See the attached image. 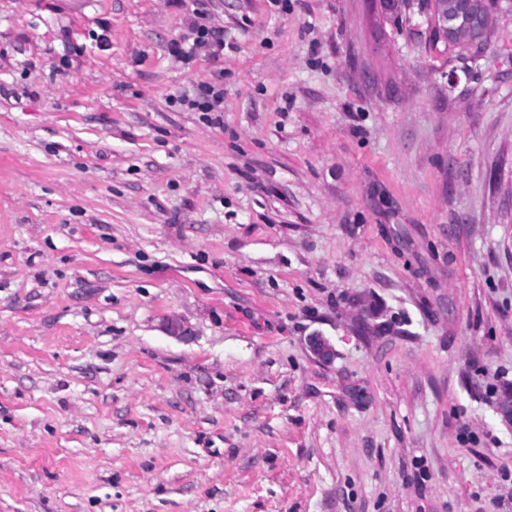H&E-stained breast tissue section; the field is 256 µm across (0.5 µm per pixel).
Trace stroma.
<instances>
[{"mask_svg":"<svg viewBox=\"0 0 512 512\" xmlns=\"http://www.w3.org/2000/svg\"><path fill=\"white\" fill-rule=\"evenodd\" d=\"M196 7L0 0V512H503L512 9ZM480 0H437L439 6V14L442 18L439 19L438 15L435 18V30L438 38L444 39L446 42H451L455 34L458 32V26H448V24L457 23L448 13V3L455 9L458 17L462 19L463 23L469 28L474 29L482 37L488 33L491 28L492 18L483 14L478 9V2ZM197 37L189 46L176 45V54L184 61L191 60L198 50V48L208 46L215 48L214 52L224 51V32L222 30H215L203 24H195ZM200 99L190 100L186 97L180 99L183 104H188L193 109L200 112H223L219 109L220 103L224 100V92L214 85L207 84L203 86L200 93Z\"/></svg>","mask_w":512,"mask_h":512,"instance_id":"obj_1","label":"stroma"}]
</instances>
